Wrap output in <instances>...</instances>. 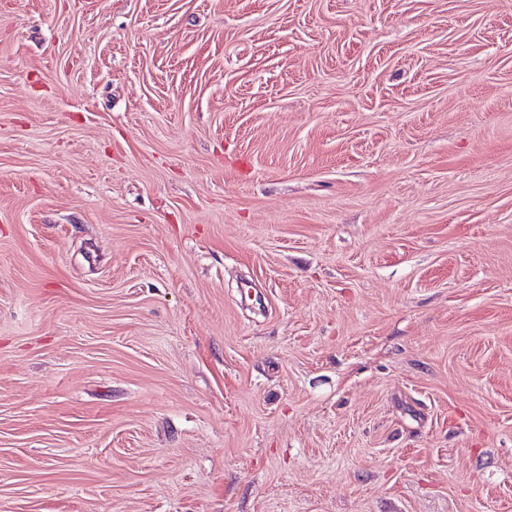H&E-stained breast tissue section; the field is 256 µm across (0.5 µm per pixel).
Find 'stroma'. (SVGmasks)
Instances as JSON below:
<instances>
[{"instance_id": "1", "label": "stroma", "mask_w": 512, "mask_h": 512, "mask_svg": "<svg viewBox=\"0 0 512 512\" xmlns=\"http://www.w3.org/2000/svg\"><path fill=\"white\" fill-rule=\"evenodd\" d=\"M0 512H512V0H0Z\"/></svg>"}]
</instances>
